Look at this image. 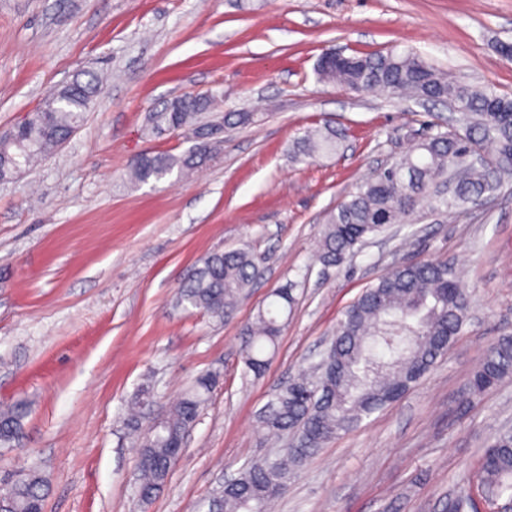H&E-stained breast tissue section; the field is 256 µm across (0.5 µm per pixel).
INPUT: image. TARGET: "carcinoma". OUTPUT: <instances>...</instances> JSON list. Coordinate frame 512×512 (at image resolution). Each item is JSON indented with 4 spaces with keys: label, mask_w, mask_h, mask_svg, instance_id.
<instances>
[{
    "label": "carcinoma",
    "mask_w": 512,
    "mask_h": 512,
    "mask_svg": "<svg viewBox=\"0 0 512 512\" xmlns=\"http://www.w3.org/2000/svg\"><path fill=\"white\" fill-rule=\"evenodd\" d=\"M319 80L352 91L390 90L397 97L450 103L467 113L462 136L438 132L417 143L387 169L357 185L329 212L320 239V260L328 267L346 262L358 245L389 224H405L417 207L461 213L497 191L512 176V97L462 82L437 69L423 56L395 49L387 53L320 57ZM101 92L94 73L53 89L42 104L0 138V175L30 165L64 144L83 122ZM217 103L214 95L180 96L149 117L153 131H180L196 140L181 155L142 154L133 159L130 176L138 183L184 175L211 160L223 141L209 136L214 124L203 121ZM343 134L330 126L308 131L289 153L305 161L337 150ZM258 267L245 248L208 255L184 281L177 303L212 318L231 316L238 300L257 280ZM246 328L241 355L254 374L264 372L266 354L275 348L294 297L288 287ZM468 299L456 270L445 260L397 265L367 288L336 325L321 361L309 373L285 384L261 410L256 429L265 436L292 435V442L272 458L248 462L231 488L217 485L200 505L206 512H268L271 501L288 490L294 470L322 446L357 426L371 414L399 400L444 356L468 317ZM512 375V336L491 344L473 373L470 395L477 397ZM215 380L207 375L178 400L157 429L140 433L136 492L142 502L165 486L181 443L195 425L199 409ZM27 408L0 406V446L21 437ZM479 480L498 497L512 499V432L493 436L482 456ZM48 490L45 476L25 468L10 482L0 480V512H43ZM449 512H475L466 491L448 502Z\"/></svg>",
    "instance_id": "1"
}]
</instances>
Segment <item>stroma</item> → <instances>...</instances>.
Here are the masks:
<instances>
[{
  "mask_svg": "<svg viewBox=\"0 0 512 512\" xmlns=\"http://www.w3.org/2000/svg\"><path fill=\"white\" fill-rule=\"evenodd\" d=\"M512 0H0V130L55 87L106 74L94 108L61 148L0 184V404L28 406L0 477L35 467L43 512H197L217 481L277 443L256 431L276 390L316 360L344 311L393 265L454 263L469 319L401 399L326 443L274 512H447L459 488L478 512H507L475 474L512 429V378L476 398L489 344L512 335V184L461 215L419 207L344 265L317 259L324 217L378 167L448 128V109L320 82L326 50H411L459 80L512 96ZM217 93L212 113L255 112L187 177L134 183L138 155H178V132H147L171 98ZM331 125L336 154L298 163L289 145ZM248 247L262 271L218 321L177 307L178 286L217 251ZM295 306L261 375L247 372L246 326L270 293ZM202 405L168 482L136 495L140 450L127 409L162 417L204 374Z\"/></svg>",
  "mask_w": 512,
  "mask_h": 512,
  "instance_id": "stroma-1",
  "label": "stroma"
}]
</instances>
